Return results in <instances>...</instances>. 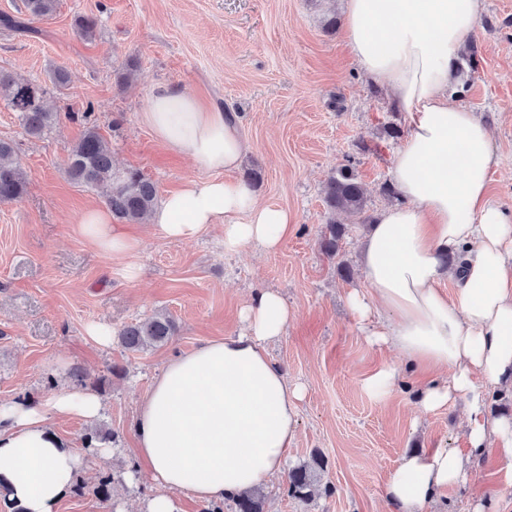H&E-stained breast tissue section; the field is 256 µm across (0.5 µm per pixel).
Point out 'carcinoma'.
Returning a JSON list of instances; mask_svg holds the SVG:
<instances>
[{
  "mask_svg": "<svg viewBox=\"0 0 512 512\" xmlns=\"http://www.w3.org/2000/svg\"><path fill=\"white\" fill-rule=\"evenodd\" d=\"M58 0H25L32 18L47 19L54 15ZM0 99L7 102L27 136L41 137L55 121V114L46 110L43 90L29 81L19 80L0 70ZM66 173L69 178L90 188H107L105 203L112 215L128 223H143L150 219L157 202V187L141 172H120L112 167V151L99 134L96 125L86 127L83 136L72 146ZM27 188V175L12 142L0 139V202H12L23 196ZM323 202L328 213L321 248L329 257L339 254L340 242L345 234L344 225L334 215L343 212L358 224L369 222L368 195L355 173L353 163L336 168L323 189ZM177 333L174 319L165 313H156L126 326L120 333V343L132 352L144 351L168 343ZM324 460L315 459V465L303 464L288 471V494L310 501L319 494L316 469ZM234 512H263L260 490L246 491L232 498Z\"/></svg>",
  "mask_w": 512,
  "mask_h": 512,
  "instance_id": "obj_1",
  "label": "carcinoma"
}]
</instances>
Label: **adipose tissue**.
I'll return each mask as SVG.
<instances>
[{
    "label": "adipose tissue",
    "instance_id": "adipose-tissue-1",
    "mask_svg": "<svg viewBox=\"0 0 512 512\" xmlns=\"http://www.w3.org/2000/svg\"><path fill=\"white\" fill-rule=\"evenodd\" d=\"M345 38L355 64L378 79L410 131L394 157L400 197L372 224L362 251L365 291L348 297L369 324L368 340L400 350L410 365L443 372L416 396L421 416L463 403L469 454L428 448L405 455L390 474L392 512H425L460 483L471 457L489 447L512 462V418L494 417L490 397L512 390V210L496 203L489 176L498 157L486 125L448 95V84L482 0H343ZM144 122L171 152L205 170L165 195L151 221L169 240L223 229L224 248L280 247L293 222L286 208L231 178L248 150L235 113L206 107L177 86L157 90ZM85 239L132 263L140 242L109 211L86 210ZM458 256V268L444 255ZM455 277L452 293L439 288ZM293 312L271 289L241 310L239 335L173 357L154 379L132 423L137 452L157 487L146 512H179L181 498L204 504L263 486L282 473L296 438L305 386L269 356ZM100 397L64 389L46 400L0 401V502L20 512H57L87 463L49 418L93 421Z\"/></svg>",
    "mask_w": 512,
    "mask_h": 512
}]
</instances>
